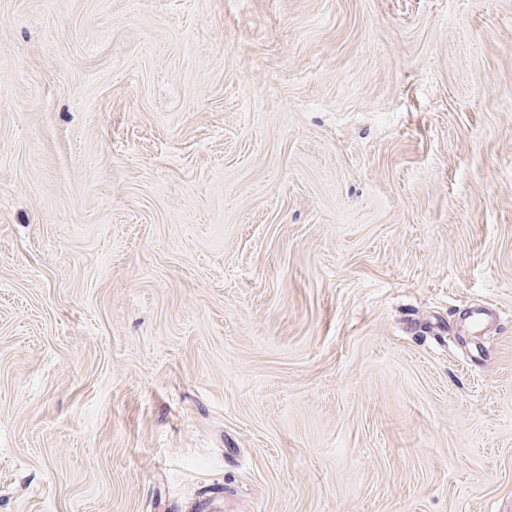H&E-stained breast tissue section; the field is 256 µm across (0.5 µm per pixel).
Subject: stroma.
Segmentation results:
<instances>
[{"mask_svg":"<svg viewBox=\"0 0 512 512\" xmlns=\"http://www.w3.org/2000/svg\"><path fill=\"white\" fill-rule=\"evenodd\" d=\"M204 503L512 512V0H0V512Z\"/></svg>","mask_w":512,"mask_h":512,"instance_id":"stroma-1","label":"stroma"}]
</instances>
